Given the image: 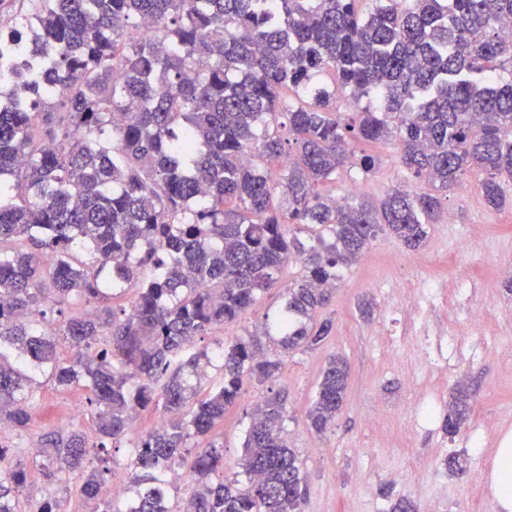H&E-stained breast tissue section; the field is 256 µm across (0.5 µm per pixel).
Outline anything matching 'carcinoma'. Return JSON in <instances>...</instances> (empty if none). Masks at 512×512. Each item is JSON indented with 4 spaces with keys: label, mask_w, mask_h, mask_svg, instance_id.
<instances>
[{
    "label": "carcinoma",
    "mask_w": 512,
    "mask_h": 512,
    "mask_svg": "<svg viewBox=\"0 0 512 512\" xmlns=\"http://www.w3.org/2000/svg\"><path fill=\"white\" fill-rule=\"evenodd\" d=\"M29 3V34L0 31V103H10L0 110V426L27 425L43 379L90 390L99 442L50 433L40 458L58 484L83 472L80 496L98 501L109 469L90 449L120 442L161 405L163 425L133 441L131 480L104 512H301L303 462L279 397L251 414L236 462L245 480L224 475L215 443L192 441L224 421L246 383L275 380L288 356L324 340L331 323L316 316L339 269L379 232L421 247L439 193L467 172L485 174V204L503 205L512 0ZM145 18L153 30L136 33ZM357 142L396 144L430 189L336 204L323 186L375 166L372 153L354 159ZM294 224L332 241L307 246ZM293 260L303 274L284 291L275 336L263 328L269 345H197ZM134 284L131 307L115 305ZM49 298L69 314L46 331ZM348 381L344 358L331 357L308 410L316 432L335 422ZM469 398L452 388L448 433L468 423ZM14 456L0 446V512H24ZM184 465L193 489L174 510L170 474Z\"/></svg>",
    "instance_id": "carcinoma-1"
}]
</instances>
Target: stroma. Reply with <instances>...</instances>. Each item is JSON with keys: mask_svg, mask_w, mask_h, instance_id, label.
I'll use <instances>...</instances> for the list:
<instances>
[{"mask_svg": "<svg viewBox=\"0 0 512 512\" xmlns=\"http://www.w3.org/2000/svg\"><path fill=\"white\" fill-rule=\"evenodd\" d=\"M378 168L365 177L341 172L334 192L356 184V199L375 200L394 187L420 189L398 161L396 146L378 148ZM481 176L466 173L448 193L446 216L431 225L419 249L379 234L340 279L320 318L333 328L316 348L288 357L273 383H249L238 404L210 433L222 446L227 473H234L253 406L281 394L285 434L303 463L306 497L302 512H387L391 498L411 499L418 512H498L491 485L495 448L512 438L511 280L500 273L512 263V182L505 203L485 206ZM302 266H285L276 288L262 294L237 323L215 328L213 338L232 341L257 333L282 303V289ZM488 306L482 330L469 332L471 312ZM423 344L426 356L414 348ZM350 367L344 407L326 432L312 430L307 409L330 356ZM469 384L472 413L465 429L448 435L443 422L456 382ZM30 419L21 430L3 429L21 449L27 480L19 498L31 512L48 481L35 460L43 435L68 424L87 405L80 388L42 383L34 391ZM463 470L450 472L449 456Z\"/></svg>", "mask_w": 512, "mask_h": 512, "instance_id": "35a3bbf8", "label": "stroma"}]
</instances>
